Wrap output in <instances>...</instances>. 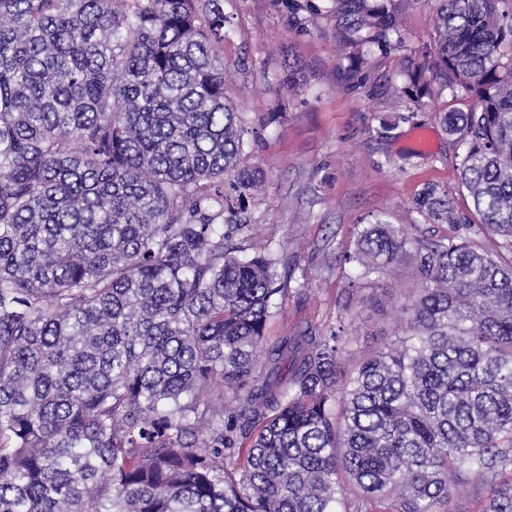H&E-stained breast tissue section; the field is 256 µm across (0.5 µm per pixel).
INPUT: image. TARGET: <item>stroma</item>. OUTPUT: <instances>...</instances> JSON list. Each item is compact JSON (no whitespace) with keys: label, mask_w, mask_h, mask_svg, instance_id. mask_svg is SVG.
<instances>
[{"label":"stroma","mask_w":512,"mask_h":512,"mask_svg":"<svg viewBox=\"0 0 512 512\" xmlns=\"http://www.w3.org/2000/svg\"><path fill=\"white\" fill-rule=\"evenodd\" d=\"M223 8L227 95L258 131L242 164L264 175L246 213L248 229L232 233L229 243L237 255L279 260L282 309L267 324L268 338L340 320L348 336L344 361L392 345L400 329L394 298L414 286V271L401 263L360 302L347 304L355 271L342 257L359 226L383 213L410 235L447 240L448 225L416 211L429 186L447 192L459 214L472 208L454 139L436 119L465 110L467 100L445 93L417 107L392 89L415 48L431 40L435 0H401L405 44L387 55L364 46L368 76L359 85L348 79V51L332 22L298 31L288 0H223ZM288 65L302 72L303 84L283 82ZM384 120L394 126L387 139L378 134Z\"/></svg>","instance_id":"stroma-1"}]
</instances>
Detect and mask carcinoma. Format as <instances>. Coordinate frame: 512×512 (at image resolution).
I'll return each mask as SVG.
<instances>
[{"mask_svg": "<svg viewBox=\"0 0 512 512\" xmlns=\"http://www.w3.org/2000/svg\"><path fill=\"white\" fill-rule=\"evenodd\" d=\"M289 0L359 48L404 43L399 0ZM400 96L470 100L472 218L426 188L448 242L377 217L360 290L412 261L397 345L270 342L276 259L224 250L260 172L224 91L220 0H0V512H512V0H438ZM233 401L224 402V393ZM250 440L246 455L240 443ZM480 502L475 483H463L453 495V512H479Z\"/></svg>", "mask_w": 512, "mask_h": 512, "instance_id": "1", "label": "carcinoma"}]
</instances>
